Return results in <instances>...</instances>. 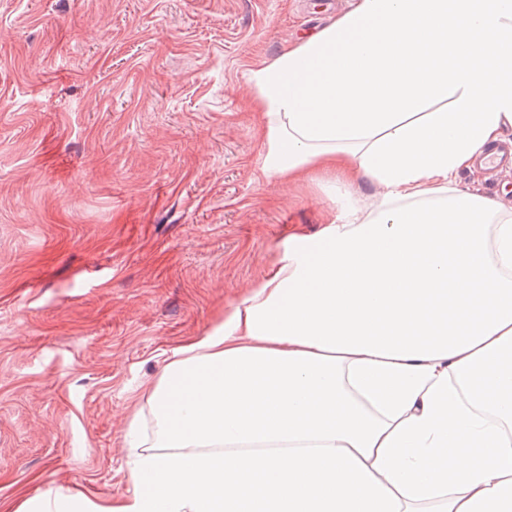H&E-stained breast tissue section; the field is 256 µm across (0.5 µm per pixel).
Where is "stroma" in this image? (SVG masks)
Instances as JSON below:
<instances>
[{
  "instance_id": "35a3bbf8",
  "label": "stroma",
  "mask_w": 512,
  "mask_h": 512,
  "mask_svg": "<svg viewBox=\"0 0 512 512\" xmlns=\"http://www.w3.org/2000/svg\"><path fill=\"white\" fill-rule=\"evenodd\" d=\"M352 0H0V505L118 497L172 350L338 216L270 181L249 72ZM512 206V171H464Z\"/></svg>"
}]
</instances>
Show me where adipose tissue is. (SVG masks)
Listing matches in <instances>:
<instances>
[{
    "label": "adipose tissue",
    "mask_w": 512,
    "mask_h": 512,
    "mask_svg": "<svg viewBox=\"0 0 512 512\" xmlns=\"http://www.w3.org/2000/svg\"><path fill=\"white\" fill-rule=\"evenodd\" d=\"M250 80L263 176L338 222L172 350L126 495L8 512H512V209L459 181L512 127V0H355Z\"/></svg>",
    "instance_id": "obj_1"
}]
</instances>
